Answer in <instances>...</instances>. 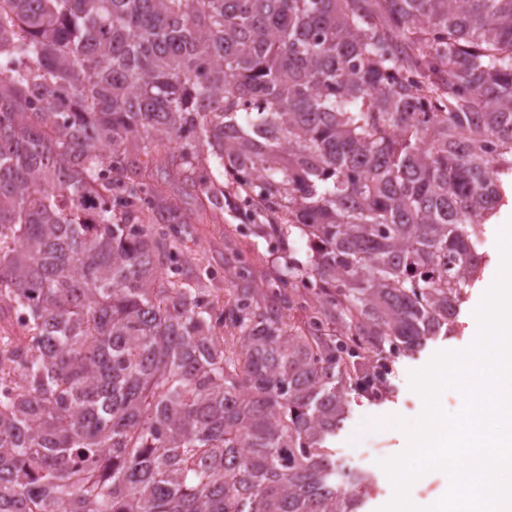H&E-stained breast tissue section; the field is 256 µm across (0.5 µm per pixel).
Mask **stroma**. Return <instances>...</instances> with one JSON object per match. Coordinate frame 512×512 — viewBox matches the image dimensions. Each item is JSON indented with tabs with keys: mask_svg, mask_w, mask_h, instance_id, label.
I'll use <instances>...</instances> for the list:
<instances>
[{
	"mask_svg": "<svg viewBox=\"0 0 512 512\" xmlns=\"http://www.w3.org/2000/svg\"><path fill=\"white\" fill-rule=\"evenodd\" d=\"M237 198L227 192L224 213L215 221L194 225L192 234L181 236L180 250L183 256L198 259L200 266L212 269L216 277L210 282L212 299L228 303L232 298L231 279L235 273H243L253 288V296L259 304H266L272 296V280L288 258L308 261L310 252L304 241L293 240L289 246L275 247L266 237L261 226L242 224L235 212ZM512 221V202L501 207L496 218L487 226L485 264L482 277L468 288L454 322L452 332L429 341L413 356L399 358L388 377L391 394L387 400L371 401L350 396V413L337 430L330 446L336 452V461L344 468H351L353 439L360 424L366 419L399 417L407 422L416 421L424 411L423 397L411 386L412 373L425 368L440 352L461 351L468 348L476 337L473 317L482 302L485 290L493 282L500 269L498 258V234ZM408 446L404 431L389 425L374 432L367 470L375 481L384 487L382 494H368L363 512H380L394 497V486L382 467L383 461L401 455Z\"/></svg>",
	"mask_w": 512,
	"mask_h": 512,
	"instance_id": "obj_1",
	"label": "stroma"
}]
</instances>
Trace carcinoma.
<instances>
[{
	"label": "carcinoma",
	"instance_id": "cac0c4a2",
	"mask_svg": "<svg viewBox=\"0 0 512 512\" xmlns=\"http://www.w3.org/2000/svg\"><path fill=\"white\" fill-rule=\"evenodd\" d=\"M144 137L305 241V329L179 278ZM511 189L512 0H0V512H359L348 392L448 335Z\"/></svg>",
	"mask_w": 512,
	"mask_h": 512
}]
</instances>
